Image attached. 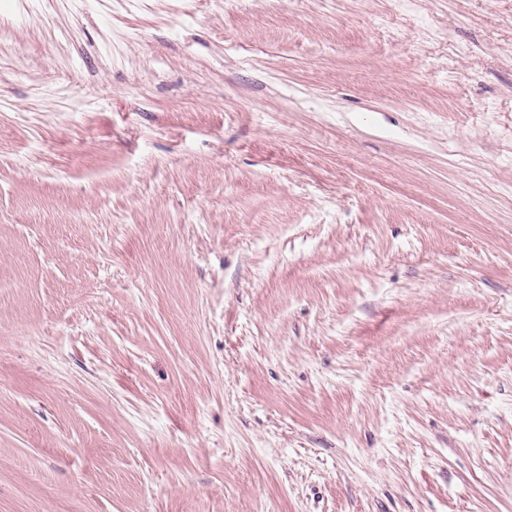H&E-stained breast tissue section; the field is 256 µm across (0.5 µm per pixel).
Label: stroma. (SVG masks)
Instances as JSON below:
<instances>
[{
  "label": "stroma",
  "instance_id": "35a3bbf8",
  "mask_svg": "<svg viewBox=\"0 0 512 512\" xmlns=\"http://www.w3.org/2000/svg\"><path fill=\"white\" fill-rule=\"evenodd\" d=\"M0 512H512V0H0Z\"/></svg>",
  "mask_w": 512,
  "mask_h": 512
}]
</instances>
